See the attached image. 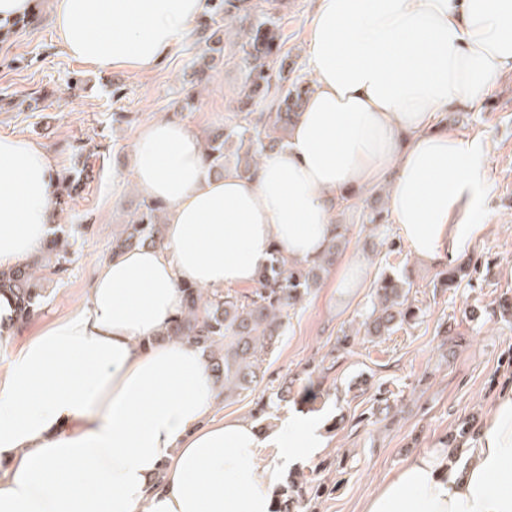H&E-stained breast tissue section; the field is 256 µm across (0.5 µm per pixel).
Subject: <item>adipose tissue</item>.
I'll list each match as a JSON object with an SVG mask.
<instances>
[{"label":"adipose tissue","instance_id":"obj_1","mask_svg":"<svg viewBox=\"0 0 512 512\" xmlns=\"http://www.w3.org/2000/svg\"><path fill=\"white\" fill-rule=\"evenodd\" d=\"M206 0H48L59 45L97 69L147 73L187 36ZM313 82L283 146L253 174L208 172L184 123L143 126L138 193L167 204L162 246L105 261L88 302L22 344L0 292V512H276L282 462L327 445L321 422L287 415L270 437L233 416L207 361L156 336L187 285L249 286L274 250L307 264L336 229L341 198L379 182L410 252L454 259L479 235L482 140L433 128L512 71V0H318ZM51 153L0 136V269L27 262L55 222ZM360 512H512V387L479 434L408 459Z\"/></svg>","mask_w":512,"mask_h":512}]
</instances>
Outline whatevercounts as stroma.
<instances>
[{"instance_id":"35a3bbf8","label":"stroma","mask_w":512,"mask_h":512,"mask_svg":"<svg viewBox=\"0 0 512 512\" xmlns=\"http://www.w3.org/2000/svg\"><path fill=\"white\" fill-rule=\"evenodd\" d=\"M32 21H19L0 37V135H23L47 148L58 173L86 170L56 227L67 235L74 262L50 287L41 310L18 325L11 344L84 301L98 267L112 253L119 231L139 196L133 187L130 147L141 127L177 117L197 136L232 121L243 74L233 62L218 64L194 108H184L191 91L194 36H186L152 72L96 70L65 54L57 41L46 0H34ZM316 0H288L283 14L286 47L298 74L308 67V29ZM441 123L484 143L489 226L459 258L476 270L448 291L433 282L438 266L413 257L399 228L387 222L391 249L362 226V215L387 209L389 189L359 191L355 208L338 212L349 241L329 274L288 324L279 347L267 356L261 389L293 382L287 403L264 422L274 432L288 413L317 416L328 446L301 455L281 477L304 476L326 491L300 512H359L360 501L409 458L448 442L472 438L499 394L512 386V321L499 315L512 304V72L498 78L477 107L445 115ZM367 263L362 287L342 290V267ZM406 273L410 299L423 309L420 320L369 341L356 338L345 352L332 346L342 330L355 327L369 307L382 268ZM455 345H443L444 336ZM328 374L313 367L328 353Z\"/></svg>"}]
</instances>
